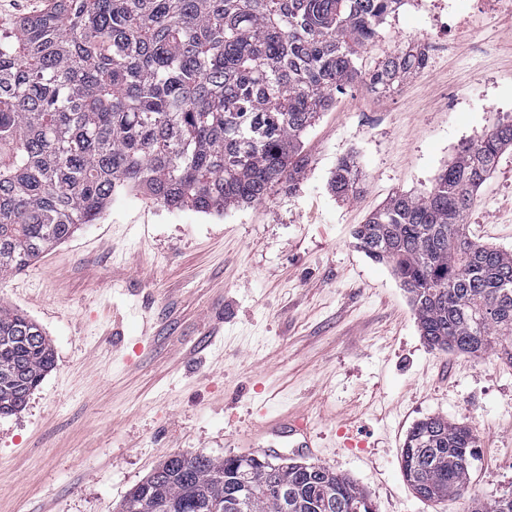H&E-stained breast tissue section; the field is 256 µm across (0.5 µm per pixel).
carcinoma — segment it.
<instances>
[{
  "mask_svg": "<svg viewBox=\"0 0 512 512\" xmlns=\"http://www.w3.org/2000/svg\"><path fill=\"white\" fill-rule=\"evenodd\" d=\"M402 0H51L0 30V279L93 223L120 189L169 209L220 212L292 190L302 136L334 92H385L426 63L419 47L358 66ZM512 119L469 140L420 195L396 192L353 232L387 262L432 348L512 364V252L473 239L465 217L503 152ZM330 186L359 189L353 157ZM53 363L40 327L0 306V416L22 411ZM478 435L443 417L401 448L426 501L469 486ZM249 499L240 500L243 483ZM288 489L287 509L268 485ZM373 512L333 469L265 455H173L128 492L123 512ZM471 512H512V495Z\"/></svg>",
  "mask_w": 512,
  "mask_h": 512,
  "instance_id": "carcinoma-1",
  "label": "carcinoma"
}]
</instances>
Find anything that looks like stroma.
Here are the masks:
<instances>
[{"label": "stroma", "mask_w": 512, "mask_h": 512, "mask_svg": "<svg viewBox=\"0 0 512 512\" xmlns=\"http://www.w3.org/2000/svg\"><path fill=\"white\" fill-rule=\"evenodd\" d=\"M403 5L363 67L429 40L424 69L377 94L357 83L305 132L294 190L223 214L164 207L122 191L19 274L0 305L46 333L54 365L25 409L0 416V512H120L169 455L270 454L319 463L370 495L375 512H469L512 495V365L494 352L431 348L390 265L351 233L396 192H427L456 145L512 114V14L455 0L462 30ZM356 159L359 194L336 198L338 159ZM466 226L512 251V150ZM301 412L306 452L256 436ZM471 426L468 493L438 502L408 487L400 448L428 417Z\"/></svg>", "instance_id": "1"}]
</instances>
